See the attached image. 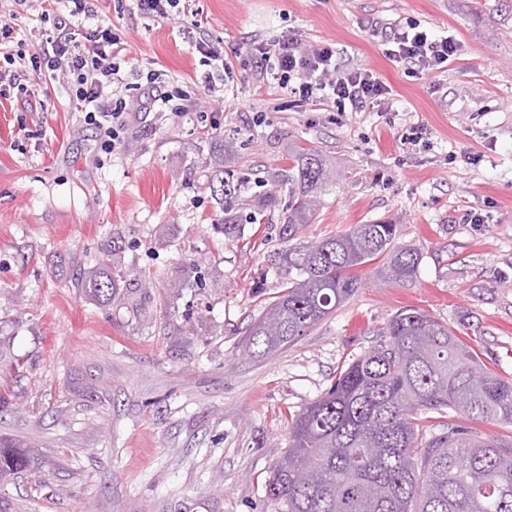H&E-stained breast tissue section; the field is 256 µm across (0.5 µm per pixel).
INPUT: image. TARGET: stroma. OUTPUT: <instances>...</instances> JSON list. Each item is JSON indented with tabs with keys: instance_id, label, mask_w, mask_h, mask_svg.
Returning <instances> with one entry per match:
<instances>
[{
	"instance_id": "stroma-1",
	"label": "stroma",
	"mask_w": 512,
	"mask_h": 512,
	"mask_svg": "<svg viewBox=\"0 0 512 512\" xmlns=\"http://www.w3.org/2000/svg\"><path fill=\"white\" fill-rule=\"evenodd\" d=\"M45 0H0L18 42L38 51ZM184 19L148 17L134 0H99V19L128 45L105 101L147 73L189 91L180 111L132 102L122 140L99 134L62 80L31 77L0 97V439L29 449L0 480L6 512H272L264 483L288 419L377 342L401 308L447 323L497 375L512 379V0H189ZM408 20L458 43L427 73L389 60L372 21ZM336 48L345 69L390 89L362 112L314 106L262 80L236 57L283 36ZM228 60L225 83L195 49ZM425 141L403 144L412 124ZM220 129L234 150L211 139ZM330 169L302 242L389 221L418 250L416 276L391 282L381 262L336 313L265 358L247 328L279 291L286 193L268 224L217 222L209 177L268 176L296 145ZM121 277L111 304L77 279L103 252Z\"/></svg>"
}]
</instances>
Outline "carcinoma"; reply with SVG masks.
<instances>
[{"instance_id": "1", "label": "carcinoma", "mask_w": 512, "mask_h": 512, "mask_svg": "<svg viewBox=\"0 0 512 512\" xmlns=\"http://www.w3.org/2000/svg\"><path fill=\"white\" fill-rule=\"evenodd\" d=\"M329 180L319 151L297 145L277 185L288 186L282 238L313 222ZM210 186L224 233L238 227L236 199L249 180ZM276 195L260 200L249 223H266ZM397 225L356 224L310 244H291L281 291L251 322L246 351L258 357L294 343L362 287L359 269L382 261L400 282L419 254L395 244ZM111 259L75 287L112 303ZM384 340L341 368L329 390L293 416L288 448L265 482L274 512H512V441L474 424H512V382L486 368L449 328L407 307L378 330ZM30 453L0 446V479L28 466Z\"/></svg>"}]
</instances>
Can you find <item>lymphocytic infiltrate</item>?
<instances>
[{"instance_id": "obj_1", "label": "lymphocytic infiltrate", "mask_w": 512, "mask_h": 512, "mask_svg": "<svg viewBox=\"0 0 512 512\" xmlns=\"http://www.w3.org/2000/svg\"><path fill=\"white\" fill-rule=\"evenodd\" d=\"M66 15L55 16L38 52L24 61L25 71L55 76L64 71L70 100L83 112L87 124L95 126L105 150H112L126 125L128 103L119 98L109 108L100 100L107 86L118 79L125 58L110 25L85 27L94 14L92 0H70ZM383 40L385 55L396 62H407L430 72L441 69L457 52L455 41L435 36L415 21L390 27ZM245 54L254 62L274 61L272 75L280 88H293L308 102L327 100L349 102L352 110L384 101L388 87L367 69L342 71L336 66L335 50L321 45L301 51L297 41L285 37L275 42L253 41Z\"/></svg>"}]
</instances>
